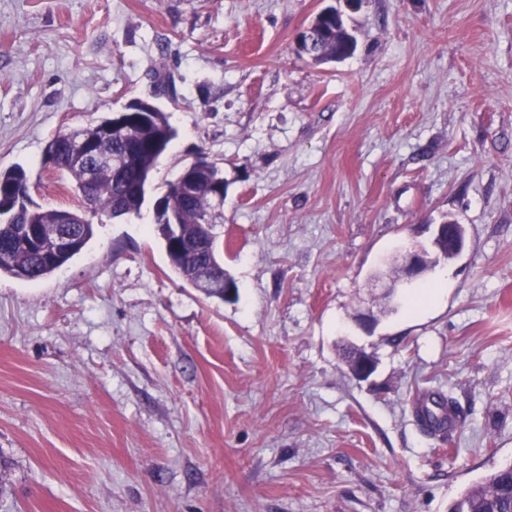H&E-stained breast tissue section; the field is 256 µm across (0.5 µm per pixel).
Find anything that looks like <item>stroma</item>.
I'll return each instance as SVG.
<instances>
[{"mask_svg": "<svg viewBox=\"0 0 512 512\" xmlns=\"http://www.w3.org/2000/svg\"><path fill=\"white\" fill-rule=\"evenodd\" d=\"M335 3L0 0V170L35 202L79 206L58 131L146 99L177 132L139 214L0 275V512H448L512 464V0H364L354 54L317 64L296 37ZM202 151L225 300L154 226ZM446 219L458 257L413 285L385 266ZM426 392L456 430H423ZM433 404L430 408L427 404ZM448 408L454 409L450 397L440 393L426 394L415 406V414L422 426L431 433L440 432L447 428L454 427L456 424L455 412H448ZM448 424V427H447Z\"/></svg>", "mask_w": 512, "mask_h": 512, "instance_id": "stroma-1", "label": "stroma"}]
</instances>
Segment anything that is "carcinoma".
I'll list each match as a JSON object with an SVG mask.
<instances>
[{"mask_svg": "<svg viewBox=\"0 0 512 512\" xmlns=\"http://www.w3.org/2000/svg\"><path fill=\"white\" fill-rule=\"evenodd\" d=\"M321 55L316 62L325 63L351 55L355 46L344 39L336 20L325 22V31L317 39ZM150 117L143 124L136 123L135 143L141 161V171L126 169L118 164L127 145L121 140L99 134L105 121L71 132H84L97 151L107 154L98 159L87 157L93 176L85 177L86 169L77 168L73 160V147L66 131H60L46 149L47 159L54 167L70 178L80 206L75 211L45 208L33 201L29 193L26 171L16 166L0 171V201L10 203V211L0 218V274L5 273L23 281H38L62 268L78 255L94 235V222L116 219L136 214L143 205L146 194L139 185L146 183L156 168L159 158L176 137L166 114L157 106L149 108ZM217 165L192 167L189 175L195 183L196 193L186 194L178 181L167 184L159 197L156 223L173 212L182 224L183 233L191 235L195 224L202 219L210 206L209 193L215 190ZM67 231L76 237L72 248L56 247L49 237L56 231ZM208 259L189 251L174 263V270L190 282L199 277ZM451 398L440 394H426L415 406V414L426 430L435 433L447 429L448 408ZM468 506V512H512V466L501 468L481 483L469 488L460 496Z\"/></svg>", "mask_w": 512, "mask_h": 512, "instance_id": "obj_1", "label": "carcinoma"}]
</instances>
